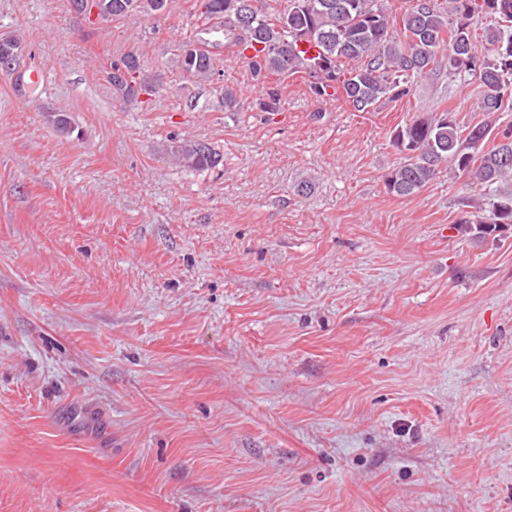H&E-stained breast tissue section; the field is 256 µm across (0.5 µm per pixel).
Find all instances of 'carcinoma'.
<instances>
[{
    "mask_svg": "<svg viewBox=\"0 0 512 512\" xmlns=\"http://www.w3.org/2000/svg\"><path fill=\"white\" fill-rule=\"evenodd\" d=\"M272 9L262 0H200L197 21L205 30L224 31L227 46L247 59L255 80L269 84L256 102L262 112L281 109L280 81L296 74L313 78L311 89L321 101L341 96L355 111L368 112L383 101L408 94L410 79L444 65L448 74L471 75L483 88L486 120L460 126L447 112L412 117L393 132V144L408 154L403 165L385 177L387 192L410 196L433 180L440 165L493 185L512 179V128L496 131L494 115L512 110V0H413L402 16L386 0H285ZM167 0H98L102 20L139 13L160 15ZM489 18L485 43L472 31L474 20ZM177 63L186 74L208 81L214 61L208 44L187 37L177 45ZM356 66L342 68L345 62ZM122 73L110 84L125 101L142 91L134 74L135 54L126 56ZM496 142L487 149L485 144ZM170 151L182 165L197 170L220 164L208 144L179 139ZM464 230L490 235L512 224V193L486 202L484 213L459 221Z\"/></svg>",
    "mask_w": 512,
    "mask_h": 512,
    "instance_id": "carcinoma-1",
    "label": "carcinoma"
}]
</instances>
